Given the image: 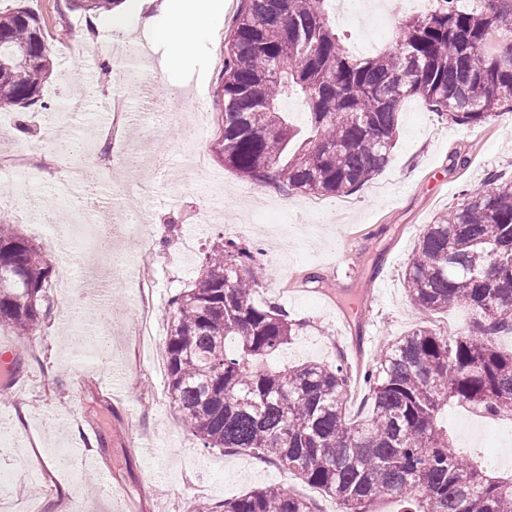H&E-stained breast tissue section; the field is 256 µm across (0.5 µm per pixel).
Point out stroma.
<instances>
[{
	"mask_svg": "<svg viewBox=\"0 0 512 512\" xmlns=\"http://www.w3.org/2000/svg\"><path fill=\"white\" fill-rule=\"evenodd\" d=\"M53 4L0 0V11L21 6L43 17L54 51L41 105L0 110V138L8 139L11 152L29 154L39 172L32 180L18 173L29 183L28 208L9 218L46 246L50 262V304L39 335L27 341L0 329V357L19 361L10 395L0 396V473L13 477L0 488V512H28L32 503L39 512H71L75 505L82 512H180L182 497L196 489L206 492L212 508L269 485L316 498L321 512H337L335 500L317 496L279 467L263 468L245 453L204 449L169 400L154 399V391L167 387L169 303L191 286L218 238L250 244L261 271L256 302L277 304L302 325L286 353L272 354L269 364L341 356L367 369L386 342L423 321L403 279L426 225L461 203L463 188L482 186L494 172L512 176V115L483 126L456 125L420 100H408L385 169L350 195V210H341V197H323L322 218L312 222L304 194L240 177L214 151L221 134L215 92L239 6V0H222L215 30L170 68L166 80L170 91L207 104L198 121L218 186L183 169V138L172 125L136 166L113 171L111 184L98 179L82 187L97 202L95 217L116 218L113 196L125 186L149 218L158 253L156 337L141 354L133 334L131 268L139 240L116 234L111 252L62 253L46 235V225L69 222L56 173L65 162L104 148L94 136L110 119L102 103L114 87L100 64L117 38L103 15L87 40L76 41L77 30L87 28L84 15L59 17ZM162 4L133 0L124 28L149 45L158 64L168 58L169 46L145 21ZM20 117L29 134L16 131ZM459 155L468 157L466 166L455 165ZM89 456L95 465H85Z\"/></svg>",
	"mask_w": 512,
	"mask_h": 512,
	"instance_id": "obj_1",
	"label": "stroma"
}]
</instances>
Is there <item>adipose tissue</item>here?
Wrapping results in <instances>:
<instances>
[{
  "instance_id": "ef3b65f1",
  "label": "adipose tissue",
  "mask_w": 512,
  "mask_h": 512,
  "mask_svg": "<svg viewBox=\"0 0 512 512\" xmlns=\"http://www.w3.org/2000/svg\"><path fill=\"white\" fill-rule=\"evenodd\" d=\"M221 16L219 0H178L177 4L152 17L158 35L170 46L172 58L191 54L198 38L204 34L203 20Z\"/></svg>"
}]
</instances>
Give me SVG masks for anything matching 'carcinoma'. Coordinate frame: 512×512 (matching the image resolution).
Returning <instances> with one entry per match:
<instances>
[{"instance_id": "carcinoma-1", "label": "carcinoma", "mask_w": 512, "mask_h": 512, "mask_svg": "<svg viewBox=\"0 0 512 512\" xmlns=\"http://www.w3.org/2000/svg\"><path fill=\"white\" fill-rule=\"evenodd\" d=\"M224 44L216 96L224 166L287 193L347 196L389 163L398 112L417 97L452 123L488 124L512 112V0H428L399 23L389 49L364 56L336 33L329 0H240ZM121 0H63L97 15ZM45 21L0 11V110L37 102L52 71ZM301 101L307 121H288ZM253 251L218 242L191 287L172 299L165 343L168 398L206 449L272 460L339 505L374 512L383 498L408 512H512L501 477L454 443L450 405L512 419V178L490 175L418 238L404 284L431 315L463 305L471 328L454 336L420 326L387 344L353 378L343 358L283 369L264 358L300 329L280 306L258 305ZM50 266L44 248L0 216V327L40 330ZM370 408L347 415L353 381ZM218 512H319L281 486L226 499Z\"/></svg>"}]
</instances>
